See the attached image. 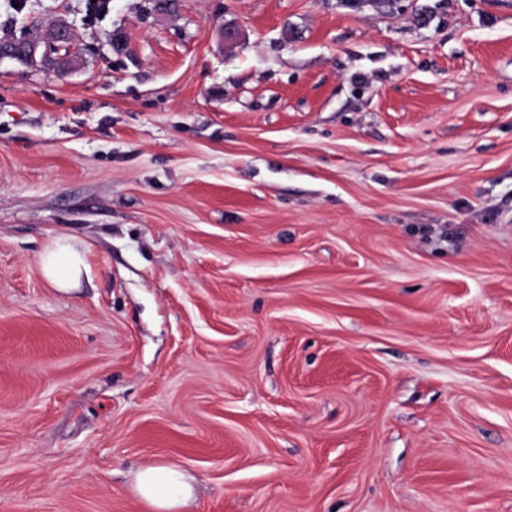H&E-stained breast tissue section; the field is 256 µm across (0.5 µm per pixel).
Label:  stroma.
<instances>
[{"label": "stroma", "mask_w": 512, "mask_h": 512, "mask_svg": "<svg viewBox=\"0 0 512 512\" xmlns=\"http://www.w3.org/2000/svg\"><path fill=\"white\" fill-rule=\"evenodd\" d=\"M61 21L0 61V512H150V462L190 512H512V0H0ZM22 34L20 36L2 41H4L5 43L13 41L24 42L29 37H21ZM73 42L74 33L71 29V26L65 23H60L55 28L48 31L42 37H34L28 39L25 46V56L32 61H35L36 58L39 56L42 61L49 62L53 59V51H60L63 49V47H66L68 50L73 45ZM45 277L57 288L67 289L77 280L85 266L75 246L68 239H59L41 258ZM138 497L154 512H182L193 497L190 478L176 465L147 464L134 477Z\"/></svg>", "instance_id": "1"}]
</instances>
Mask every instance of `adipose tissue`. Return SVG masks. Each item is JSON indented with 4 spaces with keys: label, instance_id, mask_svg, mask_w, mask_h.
I'll use <instances>...</instances> for the list:
<instances>
[{
    "label": "adipose tissue",
    "instance_id": "1",
    "mask_svg": "<svg viewBox=\"0 0 512 512\" xmlns=\"http://www.w3.org/2000/svg\"><path fill=\"white\" fill-rule=\"evenodd\" d=\"M45 277L56 287L66 288L77 280L84 264L75 246L60 239L41 258ZM134 490L151 512H179L193 497L189 477L178 466L151 463L134 477Z\"/></svg>",
    "mask_w": 512,
    "mask_h": 512
}]
</instances>
